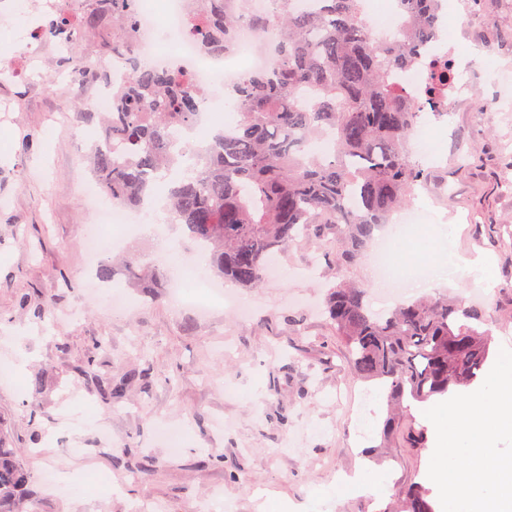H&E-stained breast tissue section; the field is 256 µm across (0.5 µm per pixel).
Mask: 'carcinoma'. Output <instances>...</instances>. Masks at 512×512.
Instances as JSON below:
<instances>
[{"mask_svg":"<svg viewBox=\"0 0 512 512\" xmlns=\"http://www.w3.org/2000/svg\"><path fill=\"white\" fill-rule=\"evenodd\" d=\"M187 2L199 52L231 46L235 0ZM320 2L316 12H299L293 0H279L275 15L253 16L255 27L277 30L276 65L238 81L237 125L215 136L167 195L177 223L210 252L213 276L241 288L258 287L270 258L302 237L336 251V270L356 266L385 218L427 185V171L406 152L419 98L401 76L433 37L437 0H399L405 23L394 43L370 35L363 0ZM85 3L90 25L112 20V50H130L135 23L128 0ZM49 31L69 45L80 35L61 11ZM197 107L183 74L143 66L112 89V111L76 113L80 122L100 119L109 142L92 154L101 192L141 204L158 173L182 167L170 130L192 125ZM331 131L330 153L311 152ZM139 267L136 254L125 257L123 271L135 282L160 275ZM324 313L345 343L350 372L386 391L383 439L412 448L425 447L428 436L422 426L401 430L411 406L477 384L491 356L487 333L469 323L482 320V310L459 300H407L376 318L364 289L342 278L329 288ZM30 479L14 452L0 447V512H39ZM397 512H435L429 491L410 485Z\"/></svg>","mask_w":512,"mask_h":512,"instance_id":"1","label":"carcinoma"}]
</instances>
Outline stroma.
Listing matches in <instances>:
<instances>
[{
	"label": "stroma",
	"mask_w": 512,
	"mask_h": 512,
	"mask_svg": "<svg viewBox=\"0 0 512 512\" xmlns=\"http://www.w3.org/2000/svg\"><path fill=\"white\" fill-rule=\"evenodd\" d=\"M53 0H0V44L21 49L33 19ZM493 61L464 59L481 76L467 104L439 129L429 192L416 204L439 224L415 227L411 249L439 239L443 252L484 257L490 280L466 270L448 276L432 256L433 283L418 295H445L501 317L487 324L493 352L512 350V0H474L466 20ZM98 77L60 68L43 41L30 78H0V367L24 358L0 381V441L32 476L41 512H310L319 491L359 471L382 482L383 498L349 495L330 512H390L411 483L426 482L431 449L380 445L386 405L373 383L347 369L344 344L319 304L331 266L302 268L321 251L308 240L275 256L276 275L238 289L250 317L214 307L174 306L164 288L95 277L82 246L96 212L91 184L96 130L74 111ZM129 308L111 307L113 289ZM128 377L105 401L82 368ZM215 462H207V455ZM77 471L59 491L53 477Z\"/></svg>",
	"instance_id": "obj_1"
}]
</instances>
